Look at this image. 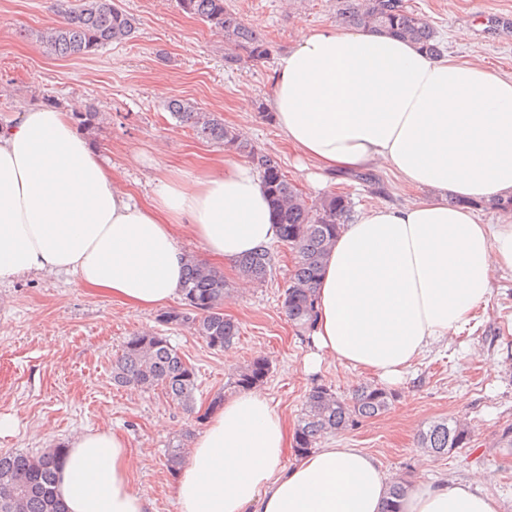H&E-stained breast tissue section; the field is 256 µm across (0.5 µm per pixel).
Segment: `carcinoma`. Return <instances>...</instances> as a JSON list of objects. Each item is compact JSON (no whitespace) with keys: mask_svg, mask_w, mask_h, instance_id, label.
I'll list each match as a JSON object with an SVG mask.
<instances>
[{"mask_svg":"<svg viewBox=\"0 0 512 512\" xmlns=\"http://www.w3.org/2000/svg\"><path fill=\"white\" fill-rule=\"evenodd\" d=\"M179 6L223 34L224 43L244 52L248 59L268 58L269 46L265 38L244 24L226 0H179ZM56 8L65 16L64 22L40 34L41 44L52 56H92L114 42L130 38L135 32L134 17L112 0H81L78 6L67 8L58 3ZM336 19L353 28H372L408 39L432 55L440 54L432 26L410 10L404 0H336ZM167 110L200 137L244 155L262 174L274 219L281 227L280 242L297 254L282 304L290 321L301 328H311L316 316L317 281L341 225L353 218L350 198L329 193L310 203L288 181L276 154L230 129L222 118L181 99L169 101ZM237 268L242 281L263 283L275 269L274 252L263 249L246 255L237 261ZM225 289L223 276L192 257L181 287L183 300L191 311L164 312L159 322L184 325L204 338L209 346L222 349L239 335L238 325L220 309ZM269 371L267 360L256 358L237 372L234 387L239 390L255 388L264 382ZM112 379L126 387L161 386L172 399L188 405L196 389L197 374L166 337L145 333L127 339L121 355L112 365ZM393 401L394 393L372 384L360 387L348 398L336 396L323 385L313 387L295 428L297 455L311 452L329 434L384 414ZM418 439L421 447L428 451L447 454L469 447L472 435L466 423L444 418L429 423ZM65 450L60 444L38 455L0 453V512H63L54 489L57 468ZM408 491L409 484L393 482L385 512H401V502Z\"/></svg>","mask_w":512,"mask_h":512,"instance_id":"1","label":"carcinoma"}]
</instances>
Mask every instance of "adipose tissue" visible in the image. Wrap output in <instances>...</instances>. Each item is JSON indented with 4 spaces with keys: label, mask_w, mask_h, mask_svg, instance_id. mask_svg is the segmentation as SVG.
<instances>
[{
    "label": "adipose tissue",
    "mask_w": 512,
    "mask_h": 512,
    "mask_svg": "<svg viewBox=\"0 0 512 512\" xmlns=\"http://www.w3.org/2000/svg\"><path fill=\"white\" fill-rule=\"evenodd\" d=\"M269 109L312 181L385 170L404 206H372L336 237L316 290L305 370L329 358L394 385L430 345L458 333L512 270V224L470 205L512 196V76L415 43L334 25L302 28L275 68ZM236 261L280 239L258 170L214 162L193 183L169 176L132 202L68 113L21 112L0 129V282L73 270L88 288L154 308L176 297L177 234ZM288 431L266 395L242 392L194 441L175 475L178 512H382L389 485L359 448L323 447L284 465ZM129 449L109 429L73 438L56 479L66 512H148ZM403 512H499L471 484L423 483Z\"/></svg>",
    "instance_id": "1"
}]
</instances>
